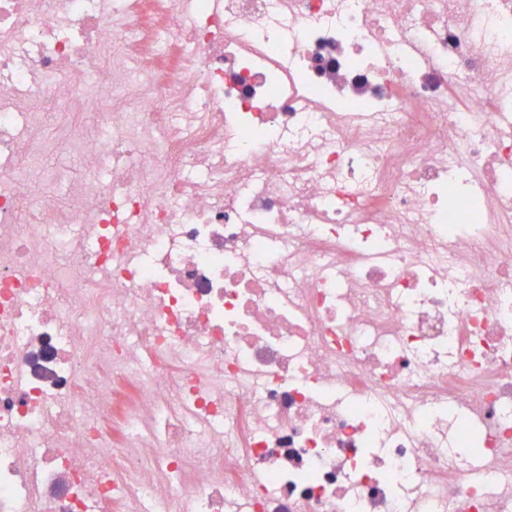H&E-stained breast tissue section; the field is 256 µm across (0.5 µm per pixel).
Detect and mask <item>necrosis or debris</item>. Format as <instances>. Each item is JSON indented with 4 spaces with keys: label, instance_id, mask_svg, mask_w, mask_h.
Masks as SVG:
<instances>
[{
    "label": "necrosis or debris",
    "instance_id": "4bbe7bcc",
    "mask_svg": "<svg viewBox=\"0 0 512 512\" xmlns=\"http://www.w3.org/2000/svg\"><path fill=\"white\" fill-rule=\"evenodd\" d=\"M0 512H512V0H0ZM44 162L57 177L56 184L49 187V194L51 195L59 196L66 182L70 178L81 174L76 162L64 150H58L56 153L46 156Z\"/></svg>",
    "mask_w": 512,
    "mask_h": 512
}]
</instances>
